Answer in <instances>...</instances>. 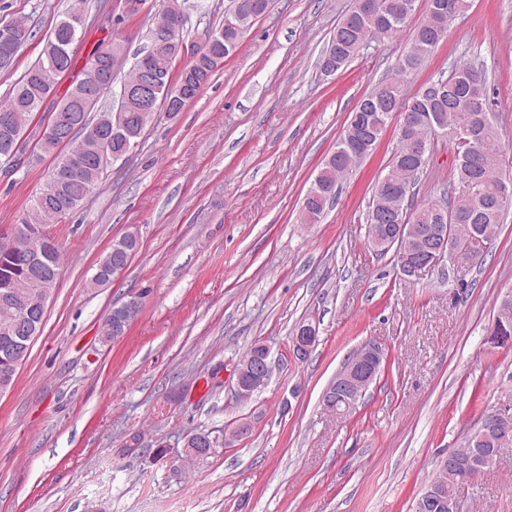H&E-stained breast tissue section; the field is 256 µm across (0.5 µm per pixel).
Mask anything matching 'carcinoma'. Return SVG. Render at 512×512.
I'll return each mask as SVG.
<instances>
[{"mask_svg":"<svg viewBox=\"0 0 512 512\" xmlns=\"http://www.w3.org/2000/svg\"><path fill=\"white\" fill-rule=\"evenodd\" d=\"M407 0H356L352 8L337 24L327 47H335L342 66H347L364 44L376 37L392 38L406 26L410 14L403 9ZM85 0H73L66 16L61 19L46 39L37 59L10 88L6 100L0 101V114L10 113L16 118L15 134L0 132V158L11 146L13 136H24L26 124L33 113L54 93L59 81L67 75L71 63V47L82 34ZM270 0H230L229 8H238L242 26L250 25L265 14ZM469 8V0H428L425 19L415 29L407 53L398 61L395 77L380 83L366 98L371 108L355 110L333 152L325 158L315 179L303 196L298 223L317 224L324 207L320 200L336 192L337 182L349 174L363 159L371 154L386 132L392 119H397V147L390 159L385 175L378 179L371 207L386 202L398 209L407 224H438L441 205L430 201L409 211L406 200L396 195L397 184L403 182L413 188L423 172L428 158L419 155L423 146L430 147L431 138L441 135L448 140L457 161L458 189L454 190L448 209V236L459 250L473 246L479 240L492 245L499 224L512 207V179L499 171L497 159L502 146L497 138L493 113L486 101L487 72L482 66L464 63L455 67L451 75L440 74L431 78L411 98L402 94L404 77L415 69L423 58L433 53L448 33V27ZM184 15L179 0H165L156 24L168 22ZM116 40L107 42L109 49L96 60L100 75L112 77L123 52L111 50ZM210 42H205L201 56L186 69L173 62L174 49L159 46L152 55V68L170 79L164 99L182 101L196 98L221 65L211 60ZM59 106L78 115L86 105V80H74L59 101ZM128 117L129 130L141 135L152 122L150 114L140 115L113 108L100 112L64 142L40 138L38 152L32 154L36 161L53 156L52 168L44 187L26 209L22 224H41L45 227L66 217L79 207L98 185L112 157L94 161L102 148V141L109 139L111 150L125 154L127 139L112 136V121L117 113ZM81 159L86 167L81 176L59 179L56 170L66 168L70 161ZM60 275V251L53 246L47 270L38 278L31 274L26 262L15 253L11 239H0V293L4 287L29 295L43 288H56ZM486 427L476 426L466 437L463 446L454 451L459 457L477 450L498 447L502 437L512 441V416L497 415V410L487 409L482 414ZM489 472L482 469L472 480L461 479L453 469L445 470L436 465L429 479L432 487L447 490L454 496L467 491L479 478Z\"/></svg>","mask_w":512,"mask_h":512,"instance_id":"1","label":"carcinoma"}]
</instances>
